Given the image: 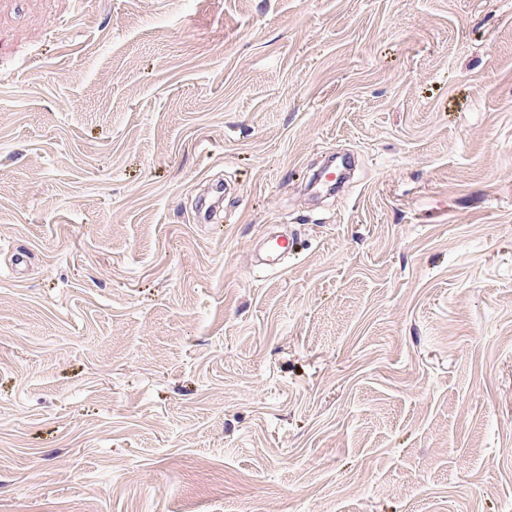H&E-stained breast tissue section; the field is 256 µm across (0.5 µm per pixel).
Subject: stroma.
<instances>
[{"label":"stroma","instance_id":"35a3bbf8","mask_svg":"<svg viewBox=\"0 0 512 512\" xmlns=\"http://www.w3.org/2000/svg\"><path fill=\"white\" fill-rule=\"evenodd\" d=\"M509 448L512 0H0V512H512Z\"/></svg>","mask_w":512,"mask_h":512}]
</instances>
